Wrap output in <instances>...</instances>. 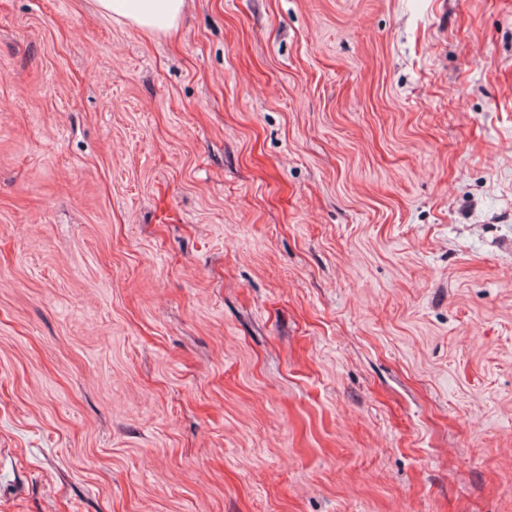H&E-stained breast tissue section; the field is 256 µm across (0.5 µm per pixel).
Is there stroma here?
<instances>
[{"mask_svg":"<svg viewBox=\"0 0 512 512\" xmlns=\"http://www.w3.org/2000/svg\"><path fill=\"white\" fill-rule=\"evenodd\" d=\"M0 512H512V0H0ZM102 13L120 17L148 31H170L185 0H95Z\"/></svg>","mask_w":512,"mask_h":512,"instance_id":"35a3bbf8","label":"stroma"}]
</instances>
